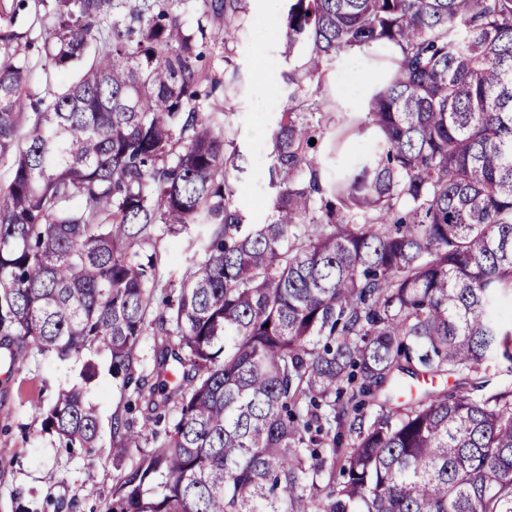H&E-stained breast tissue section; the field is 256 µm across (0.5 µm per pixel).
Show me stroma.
<instances>
[{
    "mask_svg": "<svg viewBox=\"0 0 512 512\" xmlns=\"http://www.w3.org/2000/svg\"><path fill=\"white\" fill-rule=\"evenodd\" d=\"M245 5L222 42L204 44L202 64L234 79L232 89L217 92L213 100L227 112L229 135L245 159L235 203L252 223L264 224L270 220L273 197L268 174L272 133L291 92L288 73L306 57L301 48L292 57L284 55L283 0H246ZM394 58V51L384 45L344 52L325 64L321 79L307 81V93L326 103L319 151L328 179L353 171L373 153V133L359 127L361 108L393 70ZM259 66L268 75L263 88L254 77ZM345 75L355 80L356 94L342 89ZM157 246L167 282L202 258L187 234L163 235ZM13 348L0 336V448L11 449L13 455L11 464L0 467V512H51V498L75 502L76 512H102L115 476L112 418L124 403L112 380L109 357L95 355L97 372L87 381L80 356L60 362L32 352L21 369H10ZM73 386L82 388L99 417V437L88 453L64 447L56 436L42 432L32 413L34 406H49L59 390Z\"/></svg>",
    "mask_w": 512,
    "mask_h": 512,
    "instance_id": "1",
    "label": "stroma"
}]
</instances>
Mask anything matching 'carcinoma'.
Returning <instances> with one entry per match:
<instances>
[{
  "mask_svg": "<svg viewBox=\"0 0 512 512\" xmlns=\"http://www.w3.org/2000/svg\"><path fill=\"white\" fill-rule=\"evenodd\" d=\"M0 8V336L110 356L151 407L112 422L104 512H512V0H288L306 67L273 133V215L233 204L224 82L181 11L196 0H34L43 54ZM244 0H202L230 30ZM394 49L363 104L378 137L327 183L325 101L304 82L342 51ZM39 70L41 91L27 73ZM207 226L204 261L155 305L158 233ZM157 347L144 394L138 349ZM454 389L409 392L419 371ZM94 447L78 387L35 407Z\"/></svg>",
  "mask_w": 512,
  "mask_h": 512,
  "instance_id": "cac0c4a2",
  "label": "carcinoma"
}]
</instances>
